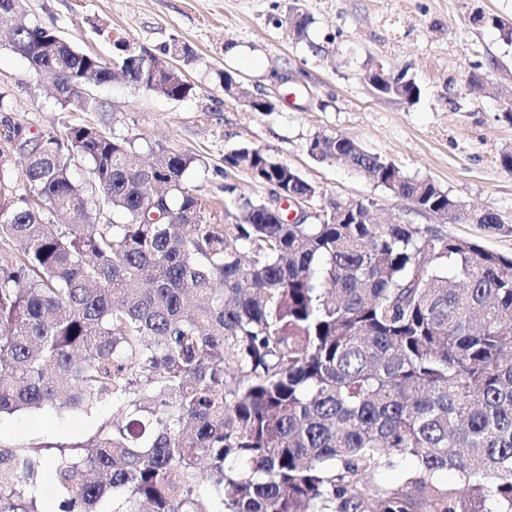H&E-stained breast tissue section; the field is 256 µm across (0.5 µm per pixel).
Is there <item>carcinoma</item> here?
<instances>
[{
	"label": "carcinoma",
	"mask_w": 512,
	"mask_h": 512,
	"mask_svg": "<svg viewBox=\"0 0 512 512\" xmlns=\"http://www.w3.org/2000/svg\"><path fill=\"white\" fill-rule=\"evenodd\" d=\"M0 15V46L52 74L65 108L101 109L85 90L116 70L165 98L194 92L102 25L110 59L58 44L21 0ZM164 55L194 58L177 40ZM372 88L419 95L404 74ZM25 143V192L0 165V417L102 402L112 414L85 442L0 448V512H39L46 471L59 512H217L203 481L227 512H512V256L376 224L354 199L289 224L240 195L224 207L234 223L215 224L184 184L188 153L159 145L135 164V139L83 125ZM310 153L454 222L504 227L348 138L317 136ZM230 163L320 197L260 149ZM403 456L417 464L405 488L372 483ZM448 470L455 488L437 482Z\"/></svg>",
	"instance_id": "obj_1"
}]
</instances>
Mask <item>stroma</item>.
I'll list each match as a JSON object with an SVG mask.
<instances>
[{
    "label": "stroma",
    "instance_id": "35a3bbf8",
    "mask_svg": "<svg viewBox=\"0 0 512 512\" xmlns=\"http://www.w3.org/2000/svg\"><path fill=\"white\" fill-rule=\"evenodd\" d=\"M304 38L289 30L288 0H23L33 22L56 29L76 48L104 57L113 48L93 30L107 25L132 46L162 54L172 40L194 52L182 64L194 93L157 96L123 80L89 87L100 112H66L37 81L28 62L0 46V137L21 126L27 137L68 125L103 127L135 138L140 158L162 144L195 156L186 186L224 221L225 186L254 200L271 196L229 157L241 146L261 149L314 183L324 198L370 202L379 221L427 225L479 240L512 255V43L474 12L512 22V0H301ZM381 62L405 71L420 89L406 104L377 95L362 79ZM233 73L251 95L274 105L255 112L225 96L218 74ZM478 76L482 87L469 86ZM342 135L394 163L405 174L433 181L474 210L497 213L504 230L440 223L410 208L373 181L338 162L309 153L314 137ZM110 414L25 411L0 420V447L87 440Z\"/></svg>",
    "mask_w": 512,
    "mask_h": 512
}]
</instances>
